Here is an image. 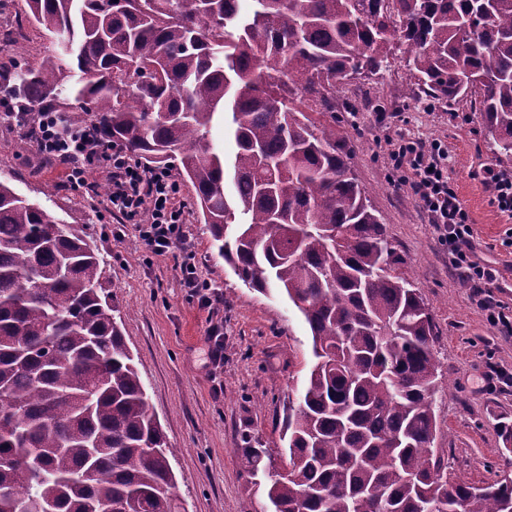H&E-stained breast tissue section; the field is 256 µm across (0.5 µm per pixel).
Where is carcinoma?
I'll list each match as a JSON object with an SVG mask.
<instances>
[{"label": "carcinoma", "mask_w": 512, "mask_h": 512, "mask_svg": "<svg viewBox=\"0 0 512 512\" xmlns=\"http://www.w3.org/2000/svg\"><path fill=\"white\" fill-rule=\"evenodd\" d=\"M57 50L0 67V104L153 164L170 150L211 243L286 295L316 362L282 432L274 512H512V476L448 477L433 447L437 327L336 129V88L403 45L408 92L474 98L512 163V0H25ZM330 115L318 123L307 111ZM229 119L236 150L207 135ZM104 258L0 179V512H178L169 448L103 283ZM265 448L241 449L255 477Z\"/></svg>", "instance_id": "obj_1"}]
</instances>
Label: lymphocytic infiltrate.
<instances>
[{"instance_id":"lymphocytic-infiltrate-1","label":"lymphocytic infiltrate","mask_w":512,"mask_h":512,"mask_svg":"<svg viewBox=\"0 0 512 512\" xmlns=\"http://www.w3.org/2000/svg\"><path fill=\"white\" fill-rule=\"evenodd\" d=\"M26 134L47 159L70 164L73 190L84 187L86 167L104 169L109 184L102 201L104 212L137 225L152 253L162 256L182 245L188 210L170 169L145 167L85 126L60 134L53 112L42 113L39 123L27 127ZM384 144L394 166L409 171V188L446 247L449 266L470 283L489 322L512 334V310L488 290L499 271L475 253L468 213L448 174L447 148L399 134L385 135Z\"/></svg>"}]
</instances>
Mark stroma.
<instances>
[{
  "label": "stroma",
  "instance_id": "stroma-1",
  "mask_svg": "<svg viewBox=\"0 0 512 512\" xmlns=\"http://www.w3.org/2000/svg\"><path fill=\"white\" fill-rule=\"evenodd\" d=\"M348 103L354 111H345ZM336 106L350 166L439 331L436 445L459 481L491 484L512 460L501 430L512 425V335L490 324L471 288L449 269L436 231L407 196V172L393 167L379 140L391 128L447 146L476 251L499 270L491 293L512 308V219L493 204L483 180L484 165L496 161L492 136L470 103L451 109L408 94L398 52L369 82L338 90ZM67 174V164L45 161L15 122L0 117V175L19 194L83 225L106 259L105 288L174 450L180 512H267V487L242 473L239 452L281 446L284 407L314 361L302 315L279 293L263 295L245 285L193 217L186 244L196 253L199 276L220 298L213 308L203 307L183 284L178 253L155 255L136 225L100 217L107 180L98 168H87L81 191L70 187Z\"/></svg>",
  "mask_w": 512,
  "mask_h": 512
}]
</instances>
